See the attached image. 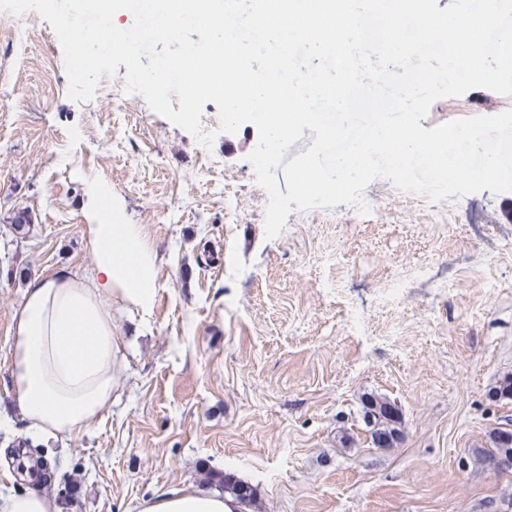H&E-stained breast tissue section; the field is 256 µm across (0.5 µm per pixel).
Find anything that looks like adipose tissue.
I'll return each instance as SVG.
<instances>
[{"mask_svg": "<svg viewBox=\"0 0 512 512\" xmlns=\"http://www.w3.org/2000/svg\"><path fill=\"white\" fill-rule=\"evenodd\" d=\"M93 266L56 270L28 282L13 314L10 371L27 434L63 441L86 429L112 402L121 348L113 303L149 309L157 251L137 225L113 223L99 210L87 227ZM239 500L193 486L164 490L139 512H246Z\"/></svg>", "mask_w": 512, "mask_h": 512, "instance_id": "obj_1", "label": "adipose tissue"}]
</instances>
